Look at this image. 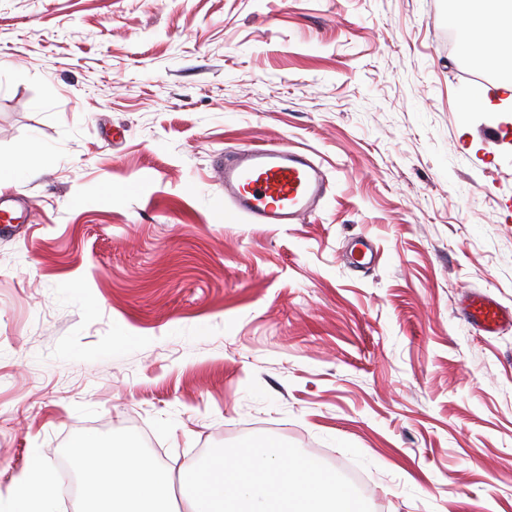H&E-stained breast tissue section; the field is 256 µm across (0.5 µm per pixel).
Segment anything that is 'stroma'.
Masks as SVG:
<instances>
[{"label":"stroma","mask_w":512,"mask_h":512,"mask_svg":"<svg viewBox=\"0 0 512 512\" xmlns=\"http://www.w3.org/2000/svg\"><path fill=\"white\" fill-rule=\"evenodd\" d=\"M450 0H0V486L80 431L172 474L268 434L371 512H512V130L461 110ZM308 149L332 189L249 224L218 154ZM372 240L370 269L348 264ZM462 309L467 323L478 331L495 334L505 324L512 326V310L503 308L488 296L466 295Z\"/></svg>","instance_id":"1"}]
</instances>
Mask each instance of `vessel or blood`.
<instances>
[{
    "instance_id": "obj_1",
    "label": "vessel or blood",
    "mask_w": 512,
    "mask_h": 512,
    "mask_svg": "<svg viewBox=\"0 0 512 512\" xmlns=\"http://www.w3.org/2000/svg\"><path fill=\"white\" fill-rule=\"evenodd\" d=\"M215 172L224 200L250 224H299L313 215L331 190L326 171L309 153L281 144L236 149L220 157ZM473 328L497 333L512 326V310L470 294L462 303Z\"/></svg>"
}]
</instances>
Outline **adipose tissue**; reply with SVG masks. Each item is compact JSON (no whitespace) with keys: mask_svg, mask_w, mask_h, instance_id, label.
Instances as JSON below:
<instances>
[{"mask_svg":"<svg viewBox=\"0 0 512 512\" xmlns=\"http://www.w3.org/2000/svg\"><path fill=\"white\" fill-rule=\"evenodd\" d=\"M467 9L452 12L460 53L479 69L494 68L502 77L493 86L477 90L464 111L481 107L501 111L512 104V0H466ZM57 492L55 472L40 457H32L7 489L12 512H48Z\"/></svg>","mask_w":512,"mask_h":512,"instance_id":"1","label":"adipose tissue"}]
</instances>
